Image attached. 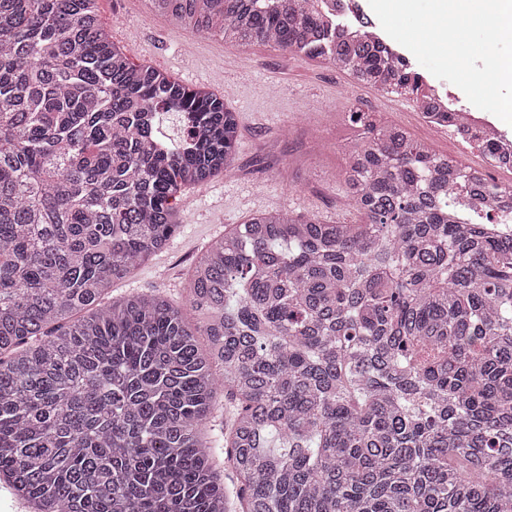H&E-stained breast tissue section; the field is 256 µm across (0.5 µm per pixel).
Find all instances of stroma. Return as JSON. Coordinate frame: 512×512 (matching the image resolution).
Wrapping results in <instances>:
<instances>
[{
	"instance_id": "1",
	"label": "stroma",
	"mask_w": 512,
	"mask_h": 512,
	"mask_svg": "<svg viewBox=\"0 0 512 512\" xmlns=\"http://www.w3.org/2000/svg\"><path fill=\"white\" fill-rule=\"evenodd\" d=\"M97 6L131 62L188 85H208L223 94L240 124L235 168L181 195V226L170 246L116 283L111 299L156 293L184 305L188 273L201 249L260 211L360 223L343 180L330 177L345 166L353 109L377 113L449 157L471 163L482 157L478 149L462 150L446 133L422 126L412 98L376 97L326 61L174 28L152 0H98Z\"/></svg>"
}]
</instances>
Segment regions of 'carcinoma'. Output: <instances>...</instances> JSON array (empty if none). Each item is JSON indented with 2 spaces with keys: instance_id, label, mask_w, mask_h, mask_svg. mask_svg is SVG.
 I'll return each mask as SVG.
<instances>
[{
  "instance_id": "cac0c4a2",
  "label": "carcinoma",
  "mask_w": 512,
  "mask_h": 512,
  "mask_svg": "<svg viewBox=\"0 0 512 512\" xmlns=\"http://www.w3.org/2000/svg\"><path fill=\"white\" fill-rule=\"evenodd\" d=\"M178 28L413 96L367 22L317 0H152ZM342 172L359 224L260 212L186 304L109 302L230 171L237 113L133 65L97 0H0V481L31 512H512V204L374 112ZM238 412L210 438L223 399Z\"/></svg>"
}]
</instances>
